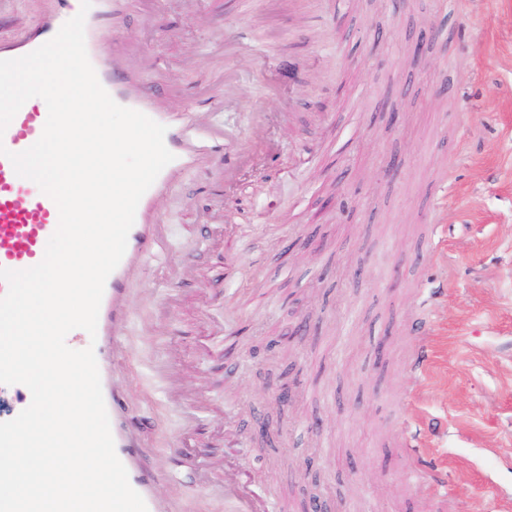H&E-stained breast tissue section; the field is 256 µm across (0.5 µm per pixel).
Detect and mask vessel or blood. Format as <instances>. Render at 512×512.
<instances>
[{
    "instance_id": "obj_1",
    "label": "vessel or blood",
    "mask_w": 512,
    "mask_h": 512,
    "mask_svg": "<svg viewBox=\"0 0 512 512\" xmlns=\"http://www.w3.org/2000/svg\"><path fill=\"white\" fill-rule=\"evenodd\" d=\"M50 3V10L38 21L18 29L8 40H0V59L18 58L37 49L52 39L80 9V0H50ZM131 3L132 0H93L85 19L86 50L100 83L118 104L141 111L165 126L164 142L174 159L142 196L125 254L106 280L94 351L116 454L128 472L129 483L143 497L147 512H173L155 493L156 477L138 462L141 445L135 433L138 427L150 425L151 420L134 414L113 381V366L124 352L118 337L131 316L130 284L141 263L160 255L166 248L158 201L183 169L212 171L237 138L229 128L208 134L201 128L203 113L161 103L146 90L137 70L117 67L112 56L114 48L105 42L104 35L111 31L114 18L124 14ZM46 120L47 114L40 104L26 102L0 137L7 150L6 155H0V268L24 270L39 264L58 225L59 212L54 201L34 182L19 177L7 157L8 152H21L33 145L41 136ZM418 311L421 339L410 370L419 380L430 369V337L435 326L428 302H420ZM427 443V435L418 430L416 423H407L404 446L409 456L420 458ZM224 494L234 501L235 512H275L270 503L257 499L246 486L234 480H225Z\"/></svg>"
}]
</instances>
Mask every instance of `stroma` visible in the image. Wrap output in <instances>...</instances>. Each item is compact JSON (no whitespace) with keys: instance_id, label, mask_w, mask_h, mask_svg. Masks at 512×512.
<instances>
[{"instance_id":"1","label":"stroma","mask_w":512,"mask_h":512,"mask_svg":"<svg viewBox=\"0 0 512 512\" xmlns=\"http://www.w3.org/2000/svg\"><path fill=\"white\" fill-rule=\"evenodd\" d=\"M238 28L251 48L226 54ZM112 42L246 152L233 182L177 178L159 204L168 252L130 294L117 377L159 424L139 434L158 494L230 512L231 467L279 512H512V0H134ZM425 287L447 295L417 384ZM408 416L446 493L408 477Z\"/></svg>"}]
</instances>
